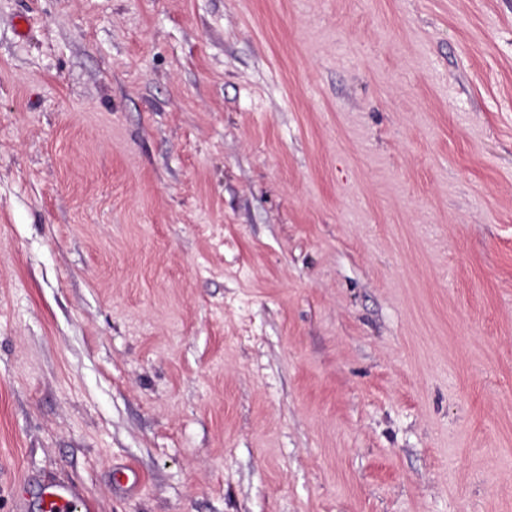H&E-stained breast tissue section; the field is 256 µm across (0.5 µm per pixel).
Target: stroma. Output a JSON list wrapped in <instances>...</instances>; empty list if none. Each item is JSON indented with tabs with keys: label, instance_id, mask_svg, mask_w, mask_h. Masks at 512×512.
<instances>
[{
	"label": "stroma",
	"instance_id": "stroma-1",
	"mask_svg": "<svg viewBox=\"0 0 512 512\" xmlns=\"http://www.w3.org/2000/svg\"><path fill=\"white\" fill-rule=\"evenodd\" d=\"M51 483L512 512V0H0V512Z\"/></svg>",
	"mask_w": 512,
	"mask_h": 512
}]
</instances>
